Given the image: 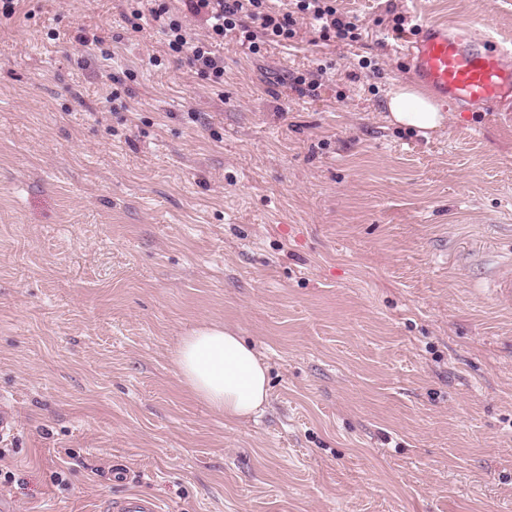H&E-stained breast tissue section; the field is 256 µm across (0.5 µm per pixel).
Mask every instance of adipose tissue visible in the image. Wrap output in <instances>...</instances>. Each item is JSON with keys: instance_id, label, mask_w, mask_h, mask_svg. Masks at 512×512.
<instances>
[{"instance_id": "1", "label": "adipose tissue", "mask_w": 512, "mask_h": 512, "mask_svg": "<svg viewBox=\"0 0 512 512\" xmlns=\"http://www.w3.org/2000/svg\"><path fill=\"white\" fill-rule=\"evenodd\" d=\"M391 123L431 136L443 128L441 105L414 86H398L387 103ZM172 362L181 384L225 421L262 412L269 401L268 368L260 353L230 327L202 323L177 341Z\"/></svg>"}]
</instances>
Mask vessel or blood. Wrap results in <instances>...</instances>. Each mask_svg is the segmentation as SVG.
Wrapping results in <instances>:
<instances>
[{
	"label": "vessel or blood",
	"instance_id": "1",
	"mask_svg": "<svg viewBox=\"0 0 512 512\" xmlns=\"http://www.w3.org/2000/svg\"><path fill=\"white\" fill-rule=\"evenodd\" d=\"M401 57L423 84L453 105H512V43L476 36L472 23L420 22ZM490 286L500 305H512V252L501 257ZM107 512H162V507L154 498L126 493L113 497Z\"/></svg>",
	"mask_w": 512,
	"mask_h": 512
}]
</instances>
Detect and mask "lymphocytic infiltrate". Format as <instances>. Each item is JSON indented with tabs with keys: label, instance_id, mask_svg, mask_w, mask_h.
I'll return each instance as SVG.
<instances>
[{
	"label": "lymphocytic infiltrate",
	"instance_id": "1",
	"mask_svg": "<svg viewBox=\"0 0 512 512\" xmlns=\"http://www.w3.org/2000/svg\"><path fill=\"white\" fill-rule=\"evenodd\" d=\"M185 13L171 12L162 0H140L141 6L158 21L170 55L186 56L207 76L213 86L224 83V61L215 52L227 33L236 31L241 44L256 54L265 42L288 44L297 34V24L306 20L318 27L323 40L355 42L360 36L356 18L339 13L336 0H290L291 9L280 13L269 7V0H183ZM200 18L206 27L204 37L188 32L187 16Z\"/></svg>",
	"mask_w": 512,
	"mask_h": 512
}]
</instances>
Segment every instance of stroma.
<instances>
[{
	"mask_svg": "<svg viewBox=\"0 0 512 512\" xmlns=\"http://www.w3.org/2000/svg\"><path fill=\"white\" fill-rule=\"evenodd\" d=\"M336 6L359 42L302 26L253 55L228 33L220 90L151 18L132 27L128 0L0 16L16 512H104L127 491L164 512H512V308L489 290L512 249V111L448 104L429 138L387 119L417 82L394 16L512 42V0ZM204 322L262 354L259 416L225 422L180 384L170 350Z\"/></svg>",
	"mask_w": 512,
	"mask_h": 512,
	"instance_id": "35a3bbf8",
	"label": "stroma"
}]
</instances>
